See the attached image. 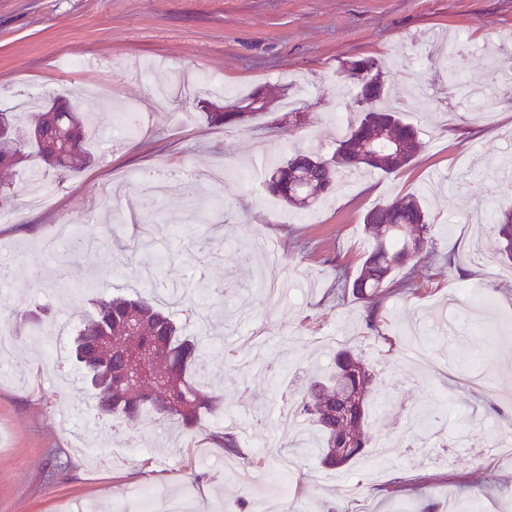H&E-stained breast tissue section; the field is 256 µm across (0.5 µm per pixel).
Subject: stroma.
<instances>
[{
	"label": "stroma",
	"instance_id": "35a3bbf8",
	"mask_svg": "<svg viewBox=\"0 0 512 512\" xmlns=\"http://www.w3.org/2000/svg\"><path fill=\"white\" fill-rule=\"evenodd\" d=\"M379 59L393 100L411 113L424 143L400 173L362 174L311 210L269 193V164L297 150L331 154L338 105L352 103L349 60ZM490 86L480 111L457 99L456 121L439 117L448 72ZM256 89L269 111L241 126H211L212 103ZM101 104L87 167L65 179L38 165L13 178L10 222H0V319L18 332L0 379V512H58L64 503L95 512H143L131 491L190 512H275L300 503L321 512H512V263L500 262L496 208L512 207V0H0V110L28 98ZM54 180L42 206L24 196L32 172ZM176 179L203 174V216L164 195L160 216L138 211L141 173ZM411 193L428 196L431 241L415 272L416 291L384 300L375 327L352 296L336 294L337 266L358 267L372 244L363 224L373 207ZM62 225L108 250L79 257L86 284H58L43 244ZM262 237L282 260L253 256ZM207 262H200V255ZM203 268L223 298H204L209 318L246 315L208 339L224 403L199 428L168 429L144 419L101 416L80 390L72 357L57 360L23 315L36 311L72 344L79 323L106 294L135 295L148 279L187 281ZM39 290H32V283ZM430 330L438 367L407 361L414 319ZM349 348L375 375L370 445L350 466L328 471L295 455L292 491L278 497L263 468L216 446L235 425L256 445L286 446L297 434L267 406L298 400L315 371ZM482 369L491 382L470 385ZM431 405L427 447L400 443L409 405ZM402 480L401 491L386 488Z\"/></svg>",
	"mask_w": 512,
	"mask_h": 512
}]
</instances>
